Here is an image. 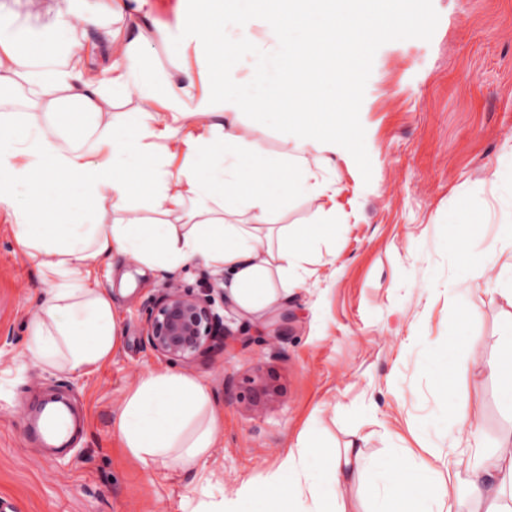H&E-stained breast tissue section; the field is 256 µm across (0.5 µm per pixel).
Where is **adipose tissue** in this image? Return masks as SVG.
<instances>
[{"label":"adipose tissue","instance_id":"adipose-tissue-1","mask_svg":"<svg viewBox=\"0 0 512 512\" xmlns=\"http://www.w3.org/2000/svg\"><path fill=\"white\" fill-rule=\"evenodd\" d=\"M376 2L204 0L182 19L186 36L174 62L181 70L199 60L201 94L194 82L154 76L144 52L165 34L145 32L127 0H98L90 10L83 0H54L52 23L36 37L19 31L14 13L0 12V222L42 283L18 369L81 376L108 364L122 342L120 302L135 291L130 259L146 281L206 267L225 303L253 324L267 325L288 307L312 275L296 242L324 227L300 233L271 217L296 190L314 201L336 194L334 181L316 172L355 134L361 59L376 38L397 31ZM257 27L277 50L244 82L238 61ZM90 29L111 49V70L86 65ZM338 50L342 64L326 68ZM134 91L143 104L140 133L131 136L124 107ZM248 108L281 116L291 147L284 160L249 155L239 129ZM153 139L162 142L157 157ZM242 194L246 205H235ZM113 433L132 464L193 471L223 447L224 410L205 380L157 365L127 389ZM316 451L311 435L299 433L266 477L269 495L253 499L246 482L234 498L202 501L192 512H285L287 500L308 503L307 512H363L359 489L379 464L347 442L329 497L311 467ZM423 468L431 481L423 494L412 492L404 470L373 512H512V439L468 464L464 497L443 449L430 450Z\"/></svg>","mask_w":512,"mask_h":512}]
</instances>
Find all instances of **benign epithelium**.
I'll use <instances>...</instances> for the list:
<instances>
[{
  "mask_svg": "<svg viewBox=\"0 0 512 512\" xmlns=\"http://www.w3.org/2000/svg\"><path fill=\"white\" fill-rule=\"evenodd\" d=\"M150 347L171 361L190 362L210 347L236 339L222 324L205 296L183 286L165 288L154 299L146 318Z\"/></svg>",
  "mask_w": 512,
  "mask_h": 512,
  "instance_id": "7a95c632",
  "label": "benign epithelium"
}]
</instances>
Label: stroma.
Returning <instances> with one entry per match:
<instances>
[{"label": "stroma", "instance_id": "1", "mask_svg": "<svg viewBox=\"0 0 512 512\" xmlns=\"http://www.w3.org/2000/svg\"><path fill=\"white\" fill-rule=\"evenodd\" d=\"M197 0H150L151 23L170 47L147 50L171 72L182 14ZM423 13L425 31L379 39L361 74L357 134L335 164V209L320 214L305 194L278 212L277 225L328 221L309 254L335 253L299 291L285 339L235 341L190 363L224 406V445L204 469L129 464L112 431V408L159 356L145 336L147 309L169 283L210 294L231 330L246 328L224 305L216 278L190 267L175 281L138 285L123 305V342L111 362L83 375L0 365V504L17 512H187L231 497L245 479L273 469L300 431L317 438V472L350 439L372 460L419 463L430 448L471 457L512 431V406L481 365L512 347V277L472 278L473 258L512 250V0H398ZM477 223L465 248L448 223ZM42 286L0 232V353L14 356ZM457 359L451 375L482 413L473 438L448 414L436 358ZM62 395L82 429L70 448L35 447L23 422L44 398ZM223 483L213 482V475Z\"/></svg>", "mask_w": 512, "mask_h": 512}]
</instances>
